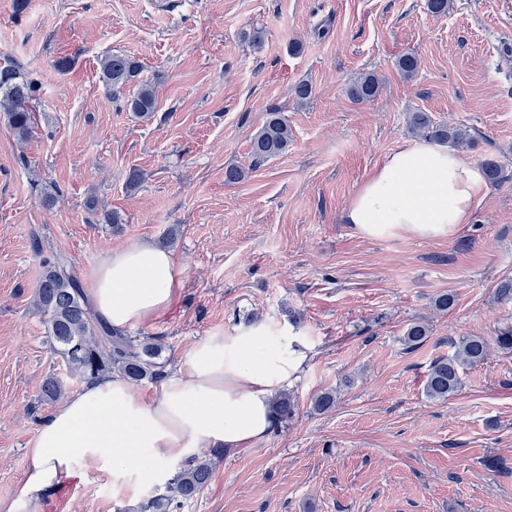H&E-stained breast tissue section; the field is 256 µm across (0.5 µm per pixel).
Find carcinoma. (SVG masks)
Masks as SVG:
<instances>
[{"instance_id": "obj_1", "label": "carcinoma", "mask_w": 512, "mask_h": 512, "mask_svg": "<svg viewBox=\"0 0 512 512\" xmlns=\"http://www.w3.org/2000/svg\"><path fill=\"white\" fill-rule=\"evenodd\" d=\"M102 82L114 92L133 88L123 106L138 118L150 120L158 106L154 83L140 79L139 61L125 54H109L100 62ZM396 68L406 79L418 69V59L412 54L401 56ZM381 81L373 73L355 80L348 88L349 97L357 102L369 101L380 91ZM38 86L34 79L16 67L0 69V113L14 134L21 140L32 135L36 118L30 108ZM409 126L415 133L450 148H463L471 144L465 131L445 124H436L424 112H413ZM293 141L292 129L284 113L271 109L251 138L250 153L257 166L288 152ZM485 181L498 186L504 179L503 166L494 159L482 165ZM34 306L45 318L52 349L62 357L67 375L74 379H90L103 374H118L132 384L144 381L158 383L164 376L162 354L166 350L163 339L132 336L127 331L108 326L96 315L85 295L78 276L62 256L41 260V273L35 286ZM428 324L413 322L408 325L403 341L409 349L419 347L430 336ZM490 344L479 336H466L454 344V352L437 359L428 374L424 392L431 400H446L461 386V373L488 356ZM65 390L58 376L46 378L42 385L41 400L52 403ZM275 421L291 419L297 403L292 394L281 391L272 399ZM224 454V449L213 448L207 456H198L179 468L168 481L166 492L146 499L139 512H173V506L198 497L212 476L211 457Z\"/></svg>"}]
</instances>
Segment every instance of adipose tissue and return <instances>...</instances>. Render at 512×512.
Wrapping results in <instances>:
<instances>
[{
	"label": "adipose tissue",
	"instance_id": "adipose-tissue-1",
	"mask_svg": "<svg viewBox=\"0 0 512 512\" xmlns=\"http://www.w3.org/2000/svg\"><path fill=\"white\" fill-rule=\"evenodd\" d=\"M484 188L479 170L457 152L410 143L386 156L343 219L366 237L445 238L468 223ZM181 287L173 254L141 241L112 251L86 293L102 320L124 329L163 317ZM266 338L262 325L212 333L149 396L116 374L84 383L40 420L8 512H29L36 495L81 465L111 477L113 492L133 501L201 449L247 448L262 439L274 422L272 396L306 362L297 338L271 345Z\"/></svg>",
	"mask_w": 512,
	"mask_h": 512
}]
</instances>
